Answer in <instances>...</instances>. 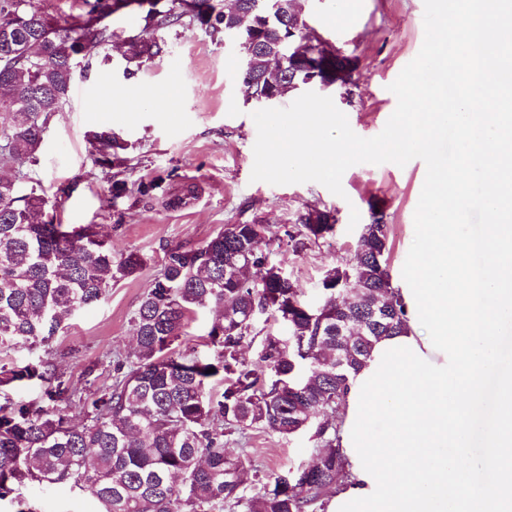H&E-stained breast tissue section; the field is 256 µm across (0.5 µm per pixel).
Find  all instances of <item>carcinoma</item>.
<instances>
[{
  "instance_id": "cac0c4a2",
  "label": "carcinoma",
  "mask_w": 512,
  "mask_h": 512,
  "mask_svg": "<svg viewBox=\"0 0 512 512\" xmlns=\"http://www.w3.org/2000/svg\"><path fill=\"white\" fill-rule=\"evenodd\" d=\"M237 12L211 0H81L78 13L59 26L36 0H0V106L11 121L0 127V350L32 347L56 335L62 318L100 302L112 283L134 276L136 253L116 261L94 224L71 226L37 219L50 204L33 187L17 194L11 171L36 161L52 117L67 101L79 56L112 41L106 19L136 12L155 33L131 44L126 72L167 47L156 33L185 22L205 26L213 39L235 26L245 44L240 77L254 92L276 99L296 91L303 65L328 58L331 73L351 62L311 36L297 0H235ZM293 50H288V35ZM94 162L106 170L112 202L126 196L128 144L112 131L91 134ZM303 229L286 231L288 243L334 232L333 211L301 214ZM272 237L263 224H226L197 247L165 252L163 271L133 316L136 344L117 359L110 381L90 368L83 385L49 362L0 370V388L40 387L36 403L0 401V501L35 512L19 488L67 484L95 498L100 512H325L346 475L337 426L348 374L374 344L403 325L404 307L387 272L388 225L373 217L356 249L348 299L336 302L340 270L326 272L322 304L305 302L282 269L269 260ZM255 268L256 280L235 272ZM220 311L207 333L210 357L174 351L196 309ZM288 330L268 333L258 360L240 358L255 339L253 311ZM215 372H209V369ZM78 412L86 423L70 425ZM264 429L292 437L310 428L317 440L314 465L285 473H256L252 493L242 489L249 455L229 457L224 434Z\"/></svg>"
}]
</instances>
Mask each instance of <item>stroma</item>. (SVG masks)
Here are the masks:
<instances>
[{
	"instance_id": "stroma-1",
	"label": "stroma",
	"mask_w": 512,
	"mask_h": 512,
	"mask_svg": "<svg viewBox=\"0 0 512 512\" xmlns=\"http://www.w3.org/2000/svg\"><path fill=\"white\" fill-rule=\"evenodd\" d=\"M301 15L311 31L352 59L348 95L335 87L324 93L348 118L359 136L378 135L394 112L390 92L402 69L424 40V0H300ZM114 32L110 45L79 64L70 97L52 118L34 163L23 167L19 193L40 186L47 197L58 188L73 191L53 209L60 224H95L112 244L114 258L130 253L144 257L139 272L113 283L99 303L65 319L45 345L0 352V365L49 361L67 377L79 379L88 367L113 371L116 356L134 345L133 316L142 297L162 272L168 248L198 246L227 224H264L277 239L270 259L279 265L311 304L322 301L320 282L328 270L349 268L359 230L349 229L351 210L361 223L380 214L390 227V274L401 277L414 239V212L426 176V165L415 159L405 166L361 163L342 177L344 196L316 182L272 185L252 181L257 128L251 117L259 108L239 78L245 59L241 47L214 40L198 25L165 31L168 52L133 77H125L128 36L141 32L137 15L109 18ZM110 87L112 112L91 106L97 90ZM109 129L129 149L128 183H153L148 196L130 192L115 201L108 178L91 157L89 132ZM195 185L186 205L166 207L168 198ZM333 209L338 223L333 235L307 242L296 250L283 242L295 230L297 215ZM316 442L312 431L293 437L255 429L246 437L225 436L229 456L248 452L255 470L280 472L310 464ZM20 493L38 512H98L96 503L57 485H25Z\"/></svg>"
}]
</instances>
